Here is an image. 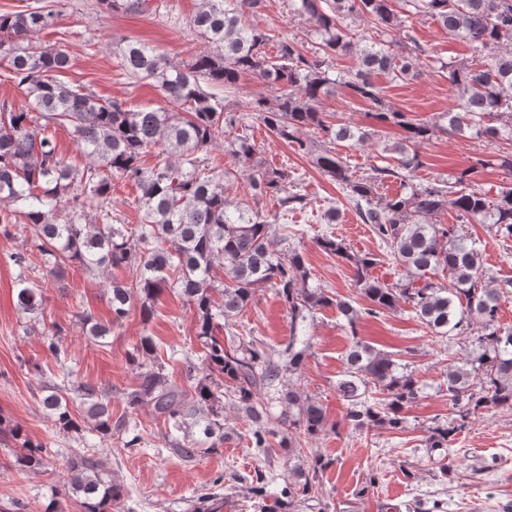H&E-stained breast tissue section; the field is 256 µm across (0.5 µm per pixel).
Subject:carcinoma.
<instances>
[{"mask_svg":"<svg viewBox=\"0 0 512 512\" xmlns=\"http://www.w3.org/2000/svg\"><path fill=\"white\" fill-rule=\"evenodd\" d=\"M113 12H141L147 0H100ZM298 15L312 24L316 48L303 54L293 41L281 39L277 53L267 56L272 36L246 20V13L260 8L262 0H199L191 18L210 50L186 64L140 41L122 38L113 43L129 78L149 80L162 105L131 109L117 99H102L81 86L66 85L57 74L71 64L69 54L55 45L33 39L58 13L42 0L25 9L0 13V73L22 88L28 108L16 110L0 103V225L26 224L32 245L49 274L67 263L88 272L108 273L133 267L135 286L111 281L112 322H121L131 301L139 297L143 317L151 314L148 302L162 287L177 292L193 308L196 338L204 356H183L185 381L194 395L186 401L182 387L169 382L165 361L153 341L143 336L130 354L142 369L135 389L125 394L128 408L150 406L164 419L170 449L183 458L194 456L197 427L212 440L211 448L224 446L232 431L224 425V399L251 422L250 445L259 455L280 449L299 457L303 440H311L328 426L326 410L311 397L283 382L285 373L301 371L307 347H298L299 326L313 312L334 307L344 317L354 341L346 354V367L336 392L346 402L344 420L356 430L403 429L404 410L420 398V380L392 355L357 338L362 314L377 316L408 306L421 323L438 336L463 333L471 323L481 325L467 356L468 368L448 367V401L464 420L485 408L512 411V328L499 324L498 310L512 293V280L488 285L481 282L478 257L458 224L444 225L433 218L452 208L459 224H488L512 236V158L500 159L506 175L497 197L465 186V176L454 190L435 183L409 184V192L380 199L376 187L387 178L404 179V172L422 166L409 145L423 142L448 122L453 135L469 134L496 139L512 137V0H289ZM435 20L448 34L491 56L488 64L448 65V81L459 93V103L432 121H416L394 109L380 96L375 77L409 81L428 51L406 32L397 40L383 36L402 28L398 9ZM369 17L377 37L355 40L344 26L350 16ZM356 55L347 69H336L334 59ZM251 72L280 87L274 99L258 96L251 102L258 119L282 141L297 150H310L302 134L322 132L329 143L352 141L363 145L372 139L366 129H351L328 121L319 109L320 98L330 89L347 87L358 98L378 108L379 118L405 131V142L392 148L394 162L374 169L368 178H357L336 152L324 149L314 156L322 173L346 189L360 219L405 269V280L396 284L372 275L377 259L370 253L352 256L333 235L316 239L328 254L351 260L353 280L370 303L363 310L350 301L332 297L308 285L304 253L292 247L284 252L272 246L275 228L259 204L267 199L286 212L304 205L297 193L285 192L288 173L254 163L255 146L244 136L231 135L241 121L237 111L219 94L237 86ZM61 127L88 163L74 167L57 150L53 131ZM221 145L239 164L237 172L216 174L203 165L200 153ZM154 154L146 167L143 157ZM246 177L253 190V205H232L226 183L235 174ZM133 182L139 191L140 224L132 229L112 223V179ZM68 215L60 217L61 203ZM95 208L88 218L87 207ZM228 282L217 281L216 269ZM270 286L288 308L289 336L275 348L256 340L216 335L219 321L239 315L256 291ZM17 303L35 313L42 300L25 273L16 278ZM221 289L216 303L213 291ZM85 334L101 339L112 326L89 315L79 318ZM483 383L473 389L475 380ZM87 406L93 430L103 440L117 433L132 434L125 446L143 443L138 425L119 418L112 421L110 403L87 384H71L43 397L56 427L79 434L83 426L73 417L69 400ZM281 404L277 416L271 406ZM462 425L451 421L432 429L429 448H446ZM20 444L18 460L30 468L43 462L46 445L10 431ZM332 460L316 455L295 466L288 483L272 493L273 471L257 469L248 477L230 471L217 478L243 481L254 500V512H293L295 503L313 500L314 487ZM70 488L83 496V512H112L121 487L105 477L91 455L75 454L67 461Z\"/></svg>","mask_w":512,"mask_h":512,"instance_id":"cac0c4a2","label":"carcinoma"}]
</instances>
